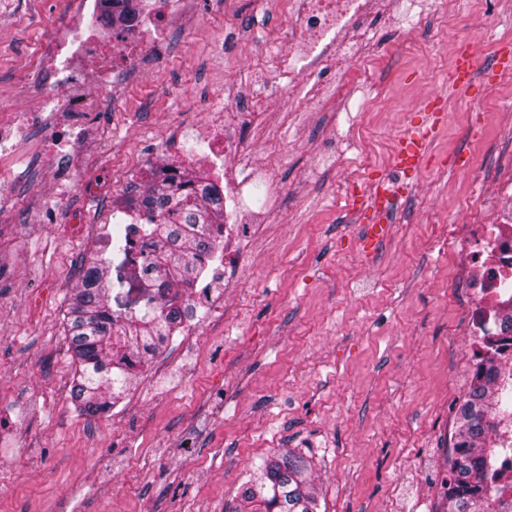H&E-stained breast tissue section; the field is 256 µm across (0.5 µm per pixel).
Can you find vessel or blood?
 Masks as SVG:
<instances>
[{"label":"vessel or blood","mask_w":512,"mask_h":512,"mask_svg":"<svg viewBox=\"0 0 512 512\" xmlns=\"http://www.w3.org/2000/svg\"><path fill=\"white\" fill-rule=\"evenodd\" d=\"M512 74V42L499 44L495 52V65L491 70L478 72L476 69L475 47L473 43L457 44L454 51V64L448 78L453 90L470 91L477 81H490L491 78ZM416 122L410 123L396 139L391 163L394 168L413 174L420 170L425 162L432 144L444 126L447 114L444 102L438 98L424 101L420 107ZM375 185L380 194L388 200L387 208H372L367 221V236L373 240L383 239L398 209L401 188L398 184L376 180Z\"/></svg>","instance_id":"1"}]
</instances>
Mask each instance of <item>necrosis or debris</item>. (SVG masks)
<instances>
[{
	"label": "necrosis or debris",
	"instance_id": "1",
	"mask_svg": "<svg viewBox=\"0 0 512 512\" xmlns=\"http://www.w3.org/2000/svg\"><path fill=\"white\" fill-rule=\"evenodd\" d=\"M374 7L375 0H288L287 38L270 40L246 63L250 92L229 104L216 100L204 120L186 128V135L209 147L216 167L214 181L224 188V221L213 225L209 232L216 251H223L225 243H237L250 234L253 225L266 220L265 209L256 206L252 198L254 181L265 177L266 171L250 154L248 126L261 125L274 94L281 91L292 93L291 109L295 112L308 111L320 103V70L336 71L332 93L340 99L354 84L372 78L371 68L359 63L360 47L353 34L370 18ZM166 27L162 21L156 31L148 32L143 20L138 19L129 27L101 30L93 39L74 31L65 36L54 30L46 34L42 57L24 76L44 108L59 103L67 112L66 124L73 131L67 152L82 147L81 118L90 105L88 94H70V87L89 78L100 90L116 83L122 65L142 48L165 52L168 39L162 31ZM85 56L101 60L93 74L84 73L76 65ZM198 164V159L181 154L178 145L166 144L149 159L115 169L111 175L86 174L84 186L102 201L108 199L114 184L121 186L127 197L148 182L164 186L180 183ZM497 193L496 223L480 224L484 198L476 196L466 218V232L452 239L451 245L464 259L462 273L473 325H485L499 336L507 356L512 358V333L504 331L487 312L492 301L512 299V184L498 188ZM115 221L125 228L124 246L133 258L152 251L146 206L137 205L116 216Z\"/></svg>",
	"mask_w": 512,
	"mask_h": 512
}]
</instances>
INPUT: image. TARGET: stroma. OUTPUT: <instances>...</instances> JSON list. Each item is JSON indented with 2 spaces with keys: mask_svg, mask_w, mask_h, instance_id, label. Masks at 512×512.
Masks as SVG:
<instances>
[{
  "mask_svg": "<svg viewBox=\"0 0 512 512\" xmlns=\"http://www.w3.org/2000/svg\"><path fill=\"white\" fill-rule=\"evenodd\" d=\"M452 28L402 52L416 16L377 15L375 78L318 112L281 116L253 140L270 183L256 196L268 222L236 253L217 255L238 287L223 316L202 312L200 333H175L111 411L87 417L70 398L63 318L76 257L98 258L96 235L72 237L71 211L108 224L111 209L78 189L87 171L111 172L201 120L244 65L218 47L224 28L255 27L247 54L284 33L278 0H190L164 56L141 53L114 91L94 92L93 132L68 167L54 223L39 213L54 188L49 151L61 116L21 132L0 160V512H233L261 459L287 449L313 464L320 512H428L448 471L458 404L473 380V328L455 296L446 241L469 201L494 197L512 174V78L471 95L451 92L445 43L512 41V7L485 26L480 0H453ZM75 0H0V113L35 107L20 75L45 28L84 23ZM442 97L447 121L423 169L409 178L402 218L365 247L345 185L392 174L396 136L421 102ZM363 150L316 167L336 137ZM281 149L270 155L267 139ZM489 155L484 185L468 171ZM50 287L30 308L34 285Z\"/></svg>",
  "mask_w": 512,
  "mask_h": 512,
  "instance_id": "stroma-1",
  "label": "stroma"
}]
</instances>
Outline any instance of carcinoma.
<instances>
[{"label": "carcinoma", "instance_id": "carcinoma-1", "mask_svg": "<svg viewBox=\"0 0 512 512\" xmlns=\"http://www.w3.org/2000/svg\"><path fill=\"white\" fill-rule=\"evenodd\" d=\"M222 194L213 184L201 196L174 186L148 187V216L154 249L144 271L166 292L113 291L123 266L90 262L89 274L72 289L65 314L75 372L71 397L79 411L96 416L110 410L135 386L143 368L180 327L185 293L198 276V257L210 247L209 230L224 221ZM512 423V366L503 363L495 338L483 339L471 388L456 412L453 451L448 458V512H512L498 500L500 429ZM236 512H318L317 489L308 457L288 449L255 467Z\"/></svg>", "mask_w": 512, "mask_h": 512}]
</instances>
